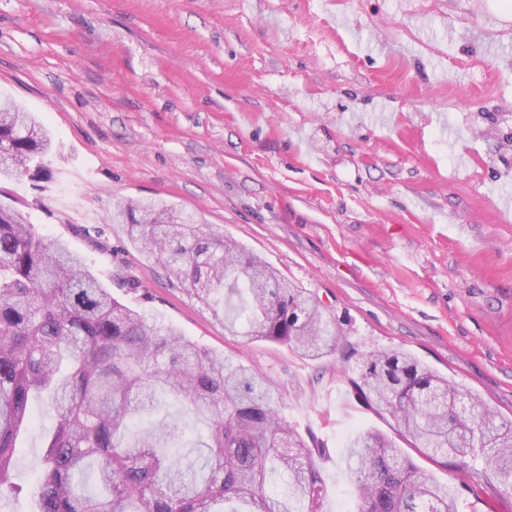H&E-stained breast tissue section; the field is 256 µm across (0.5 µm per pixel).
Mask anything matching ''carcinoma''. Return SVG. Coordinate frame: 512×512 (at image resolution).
Wrapping results in <instances>:
<instances>
[{
    "mask_svg": "<svg viewBox=\"0 0 512 512\" xmlns=\"http://www.w3.org/2000/svg\"><path fill=\"white\" fill-rule=\"evenodd\" d=\"M51 145L42 123L0 98V178L24 175ZM111 220L129 225L169 285L207 305L244 299L246 323L226 324L232 336L312 360L336 350L335 323L314 296L195 216L119 200ZM351 383L392 430L360 429L346 446L359 512H460L453 489L413 453L455 468L487 512H499L503 497L488 488L496 479L512 489V418L401 351H370ZM42 396L55 428L39 462L37 512H323L314 455L324 444L281 417L268 384L123 304L62 241L19 210H0V495L14 487L17 440ZM162 397L205 426L202 460L173 455L175 419L132 427Z\"/></svg>",
    "mask_w": 512,
    "mask_h": 512,
    "instance_id": "obj_1",
    "label": "carcinoma"
}]
</instances>
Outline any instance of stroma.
<instances>
[{"label":"stroma","instance_id":"35a3bbf8","mask_svg":"<svg viewBox=\"0 0 512 512\" xmlns=\"http://www.w3.org/2000/svg\"><path fill=\"white\" fill-rule=\"evenodd\" d=\"M0 96L43 120V170L0 205L82 257L120 302L258 372L326 455L324 512H355L342 451L386 424L348 373L411 353L512 416V8L502 0H0ZM193 213L307 289L319 360L241 343L111 221L120 199ZM138 280L117 287L115 276ZM0 512H33L43 435Z\"/></svg>","mask_w":512,"mask_h":512}]
</instances>
